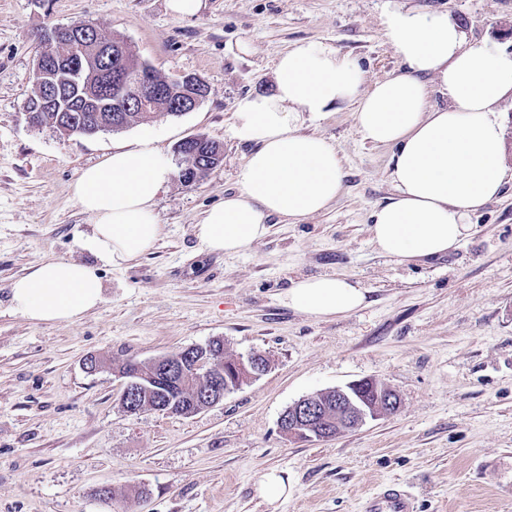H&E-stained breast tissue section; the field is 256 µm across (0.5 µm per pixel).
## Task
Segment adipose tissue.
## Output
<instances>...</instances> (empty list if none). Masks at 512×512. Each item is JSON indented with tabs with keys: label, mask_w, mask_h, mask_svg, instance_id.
I'll return each instance as SVG.
<instances>
[{
	"label": "adipose tissue",
	"mask_w": 512,
	"mask_h": 512,
	"mask_svg": "<svg viewBox=\"0 0 512 512\" xmlns=\"http://www.w3.org/2000/svg\"><path fill=\"white\" fill-rule=\"evenodd\" d=\"M383 24L405 72L367 88L354 60L331 44L306 42L278 59L272 93L237 103L232 134L252 150L238 170L237 192L194 226L206 251L239 252L267 235L270 218L294 224L329 208L343 188L339 152L301 127L345 103L355 106L363 140L394 149L389 177L396 194L371 226L383 255L413 262L448 254L467 236L471 215L499 195L506 175L499 104L512 96V56L470 41L439 13L396 9ZM435 90L447 106L431 105ZM172 173L162 153L138 147L116 149L85 168L72 187L95 220L84 248L111 265L152 248L161 232L153 202ZM9 289L13 310L33 322H68L103 300L96 268L74 260L38 263ZM283 301L326 319L363 307L366 292L326 275L294 282Z\"/></svg>",
	"instance_id": "1"
}]
</instances>
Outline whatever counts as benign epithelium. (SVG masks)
I'll return each instance as SVG.
<instances>
[{
	"label": "benign epithelium",
	"instance_id": "obj_1",
	"mask_svg": "<svg viewBox=\"0 0 512 512\" xmlns=\"http://www.w3.org/2000/svg\"><path fill=\"white\" fill-rule=\"evenodd\" d=\"M39 40L42 51L34 63V77L45 86L43 101H56L58 90L54 83V70L61 66L54 53L56 45L64 40L70 42H95L97 31L90 21L53 26L41 32ZM92 60L84 55L73 56L67 71L75 80L84 77ZM115 86L112 88L114 107L120 112L134 110L149 111L159 101H165V110L192 112L198 108L207 94L204 81L195 76H180L162 86L153 74L141 70L130 74L114 72ZM262 364L259 356L215 359L209 350H202L187 358L161 356L150 362V371L143 372L141 364L120 375L123 379L122 407L129 415L140 412L136 398L153 389V381L165 378L178 384L191 378L203 379L208 388L203 400L215 405L224 396L239 389L243 384L261 376ZM399 407L394 391L373 378H362L336 388V402L327 405L316 396L299 399L281 416L279 428L283 435L299 441H327L341 434L354 432L370 421L391 415Z\"/></svg>",
	"mask_w": 512,
	"mask_h": 512
}]
</instances>
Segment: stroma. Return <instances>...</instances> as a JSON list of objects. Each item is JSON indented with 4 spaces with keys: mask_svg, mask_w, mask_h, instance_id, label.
Segmentation results:
<instances>
[{
    "mask_svg": "<svg viewBox=\"0 0 512 512\" xmlns=\"http://www.w3.org/2000/svg\"><path fill=\"white\" fill-rule=\"evenodd\" d=\"M396 8L448 15L512 56V0H202L193 17L167 0H0V512H270L255 493L270 467L290 486L277 512H363L392 481L414 512H512V100L499 106L502 192L444 257L401 263L372 244V216L395 194L393 149L363 141L349 105L302 127L342 159L344 187L326 211L271 218L235 254L203 250L193 232L236 191L250 152L232 135L237 101L271 93L279 56L300 42L333 44L369 83L400 73L382 25ZM82 18L162 75L202 78L205 101L94 135L30 127L37 32ZM193 136L218 142L221 163L162 188L150 250L99 262L83 246L94 220L72 194L82 170L143 144L176 168L177 145ZM54 259L97 266L104 300L71 323L28 321L11 309L9 285ZM324 274L360 283L365 305L330 320L284 305L293 281ZM213 340L228 358L263 355L268 371L189 417L124 412L113 365ZM89 355L101 361L93 373ZM362 378L393 389L398 410L328 441L282 435L288 406Z\"/></svg>",
    "mask_w": 512,
    "mask_h": 512,
    "instance_id": "obj_1",
    "label": "stroma"
}]
</instances>
